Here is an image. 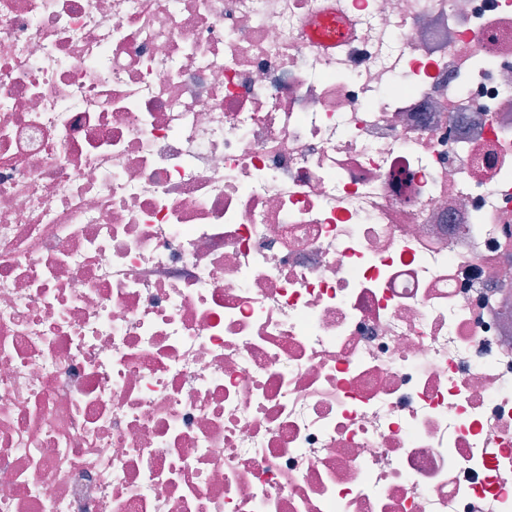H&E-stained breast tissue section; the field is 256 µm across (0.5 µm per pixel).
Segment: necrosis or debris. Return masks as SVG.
Returning a JSON list of instances; mask_svg holds the SVG:
<instances>
[{
	"label": "necrosis or debris",
	"mask_w": 512,
	"mask_h": 512,
	"mask_svg": "<svg viewBox=\"0 0 512 512\" xmlns=\"http://www.w3.org/2000/svg\"><path fill=\"white\" fill-rule=\"evenodd\" d=\"M0 0V512H512V0ZM346 0H332V6L312 22V28L325 44L336 49L354 34L355 20L347 12L344 2Z\"/></svg>",
	"instance_id": "obj_1"
}]
</instances>
